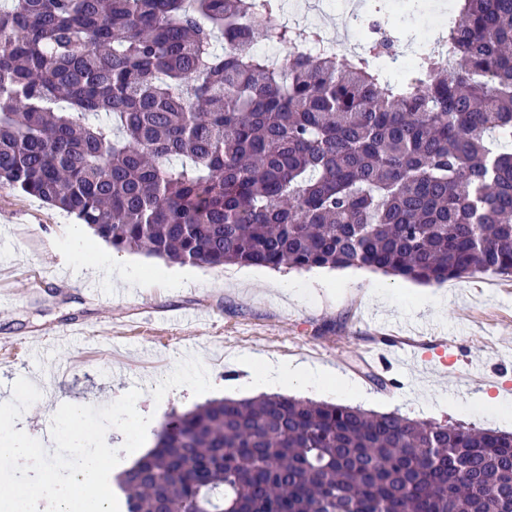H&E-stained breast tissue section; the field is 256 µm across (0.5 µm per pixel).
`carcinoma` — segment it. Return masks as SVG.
<instances>
[{
    "instance_id": "cac0c4a2",
    "label": "carcinoma",
    "mask_w": 512,
    "mask_h": 512,
    "mask_svg": "<svg viewBox=\"0 0 512 512\" xmlns=\"http://www.w3.org/2000/svg\"><path fill=\"white\" fill-rule=\"evenodd\" d=\"M385 8L338 58L298 52L323 33L274 23L281 0H10L0 187L164 261L512 275V0H457L398 83ZM117 481L129 512H512V434L225 398Z\"/></svg>"
}]
</instances>
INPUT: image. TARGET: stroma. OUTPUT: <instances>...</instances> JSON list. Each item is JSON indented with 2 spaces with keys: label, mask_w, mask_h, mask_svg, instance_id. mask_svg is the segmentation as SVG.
<instances>
[{
  "label": "stroma",
  "mask_w": 512,
  "mask_h": 512,
  "mask_svg": "<svg viewBox=\"0 0 512 512\" xmlns=\"http://www.w3.org/2000/svg\"><path fill=\"white\" fill-rule=\"evenodd\" d=\"M0 400L21 377L41 398L14 423L53 447L50 428L65 403L105 406L140 388L139 413L162 423L205 402L245 393L236 381L250 355L298 359L362 385L368 409L512 433L494 413L448 407L415 411L418 398L450 392L494 397L512 389V275L477 273L445 282L448 303L414 309L413 281L336 269L331 290L311 289L306 271L248 267V286L227 267L168 263L117 251L39 199L0 187ZM164 272L129 288L116 270ZM384 284L383 303L369 292ZM90 326L98 335L50 342L54 330ZM483 366L482 376L470 373ZM392 378L379 389L373 375Z\"/></svg>",
  "instance_id": "obj_1"
}]
</instances>
